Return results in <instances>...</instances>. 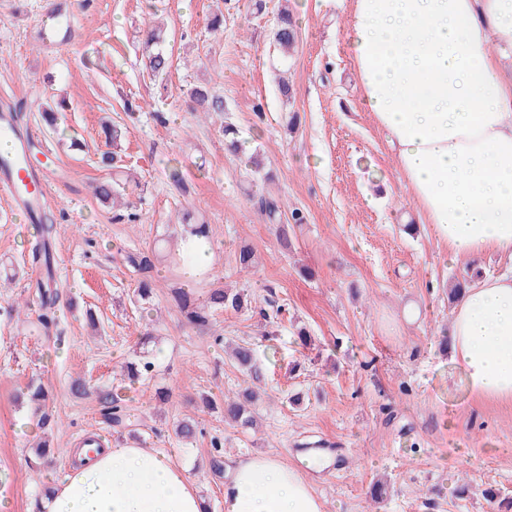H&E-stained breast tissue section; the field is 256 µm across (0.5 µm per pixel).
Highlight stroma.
<instances>
[{"mask_svg":"<svg viewBox=\"0 0 512 512\" xmlns=\"http://www.w3.org/2000/svg\"><path fill=\"white\" fill-rule=\"evenodd\" d=\"M55 2L0 0V107L48 143L32 165L49 176L44 210L61 226L51 242L59 301L43 332L27 324L41 311L36 230L0 196V495L10 512H32L46 475L65 470L93 433L187 462L210 512H224V477L209 464L215 438L227 467L255 454L293 463L304 449H332L333 464L311 476L325 512H491L484 489L512 497V403L475 398L443 345L449 286L499 274L505 263L453 257L409 205L386 134L362 102L335 0H264L259 9L254 0H67L73 36L59 50L39 41ZM284 8L298 26L290 57L273 41ZM217 13L224 27L214 32ZM160 23L172 52L162 79L147 69L141 44ZM195 85L223 99V114L193 112L187 91ZM50 107L54 129L41 116ZM106 120L128 127L119 155L136 224L117 220L93 194L113 177L99 162ZM225 122L238 128L240 152L226 150ZM254 154L262 172L249 164ZM175 168L179 189L169 177ZM266 195L307 216L288 246L258 208ZM186 209L209 224L215 245L196 297L224 285L252 298L251 309L215 312L203 328L169 303L182 285L169 255ZM243 244L256 252L251 276L236 264ZM128 249L158 256L150 302L137 295L140 276L121 256ZM411 303L420 315L406 324ZM11 304L20 315L7 314ZM273 307L282 313L266 322L261 313ZM146 329L164 354L146 381L122 389L126 415L112 424L99 395L122 388L120 366L138 355ZM229 343L254 349L256 377L229 360ZM76 378L88 383L86 396L71 394ZM34 380L49 392L45 436L19 399ZM251 385L261 393L259 428L247 432L225 423L222 403ZM159 387L169 403L155 400ZM206 397L216 410L203 408ZM186 417L201 429L190 447L174 433ZM42 436L51 453L35 473L28 464ZM378 483L379 504L371 499Z\"/></svg>","mask_w":512,"mask_h":512,"instance_id":"stroma-1","label":"stroma"}]
</instances>
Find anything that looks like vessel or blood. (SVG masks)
<instances>
[{
    "instance_id": "vessel-or-blood-1",
    "label": "vessel or blood",
    "mask_w": 512,
    "mask_h": 512,
    "mask_svg": "<svg viewBox=\"0 0 512 512\" xmlns=\"http://www.w3.org/2000/svg\"><path fill=\"white\" fill-rule=\"evenodd\" d=\"M0 136L12 137L14 141L12 153L0 157V195L25 210H39L49 191V182L30 164L29 154L35 138L18 130L7 111L0 113Z\"/></svg>"
}]
</instances>
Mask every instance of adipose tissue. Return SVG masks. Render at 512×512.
Instances as JSON below:
<instances>
[{
  "label": "adipose tissue",
  "instance_id": "obj_1",
  "mask_svg": "<svg viewBox=\"0 0 512 512\" xmlns=\"http://www.w3.org/2000/svg\"><path fill=\"white\" fill-rule=\"evenodd\" d=\"M361 97L394 149L395 172L450 253L512 262V0H336ZM453 363L478 398L512 402V272L454 299ZM297 463L260 454L232 468L224 512H324ZM45 512H203L188 467L125 440L87 454L48 481Z\"/></svg>",
  "mask_w": 512,
  "mask_h": 512
}]
</instances>
